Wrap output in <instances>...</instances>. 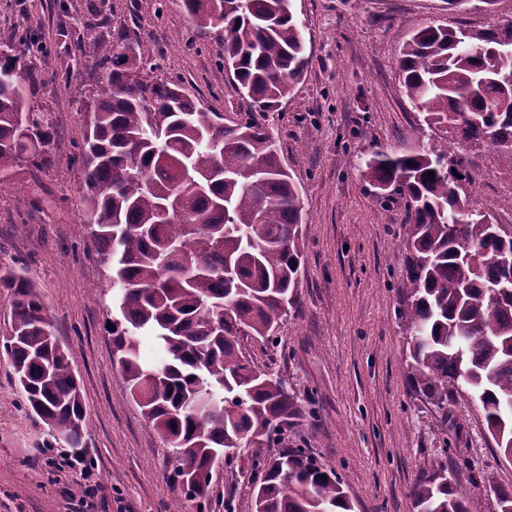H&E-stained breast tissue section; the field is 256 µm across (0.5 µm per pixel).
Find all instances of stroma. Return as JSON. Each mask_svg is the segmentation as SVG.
<instances>
[{
  "label": "stroma",
  "instance_id": "1",
  "mask_svg": "<svg viewBox=\"0 0 512 512\" xmlns=\"http://www.w3.org/2000/svg\"><path fill=\"white\" fill-rule=\"evenodd\" d=\"M305 26L307 66L266 122L300 187L303 267L296 299L275 344L244 340L260 370L281 380L301 414L252 456L300 448L335 472L352 512H417L414 487L443 474L467 493L468 512H496L493 487L512 490V462L488 433L484 412L463 396L447 404L415 387L410 340L397 311L409 258L403 203L383 206L362 173L365 156L405 154L434 134L407 99L397 69L403 43L421 27L474 30L512 20V0L485 11L481 0L449 13L444 0H291ZM31 30L45 49L33 99L57 126L52 166L19 169L0 192V266H13L42 292L51 330L71 352L87 409L79 456L88 478L60 467L66 448L42 450V423L28 416L10 365L0 359V512H201L171 479V454L132 398L112 357L107 321L116 312L104 268L83 224L80 168L86 106L101 73L97 40H145L159 76L197 97L225 122L254 108L221 66L216 26L197 27L180 0H0V42ZM80 36L84 58L59 57L60 30ZM474 199H499L512 169L488 147L465 151ZM239 464L214 468L202 512H255ZM96 486L85 499L86 485Z\"/></svg>",
  "mask_w": 512,
  "mask_h": 512
}]
</instances>
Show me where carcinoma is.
<instances>
[{
  "label": "carcinoma",
  "mask_w": 512,
  "mask_h": 512,
  "mask_svg": "<svg viewBox=\"0 0 512 512\" xmlns=\"http://www.w3.org/2000/svg\"><path fill=\"white\" fill-rule=\"evenodd\" d=\"M206 28L223 24L224 70L260 112H275L305 67L302 23L291 0H182ZM463 28L427 26L407 39L398 66L407 98L445 141L403 155L376 152L363 175L385 202L405 201L410 275L398 311L409 336L408 369L430 397L455 382L485 412L487 429L512 454V233L493 208L474 206L475 177L455 128L512 167V24L461 46ZM67 58L85 54L61 33ZM32 35L0 49V190L16 170L56 161L50 115L29 104L40 86ZM103 73L90 105L82 176L86 227L108 268L118 318L113 355L132 397L164 438L171 475L188 498L191 479L226 448H248L283 431L300 405L280 380L243 355L239 337L273 341L301 272L298 186L268 127L225 124L183 89L152 75L148 46L124 38L96 51ZM434 172L429 179L428 172ZM12 299L0 359L14 371L28 414L69 448L83 446L86 407L69 353L54 336L40 290L10 267ZM162 351L143 362L139 337ZM255 512H352L336 474L299 449L265 460L241 453ZM417 512H467L447 479L413 489Z\"/></svg>",
  "instance_id": "1"
}]
</instances>
